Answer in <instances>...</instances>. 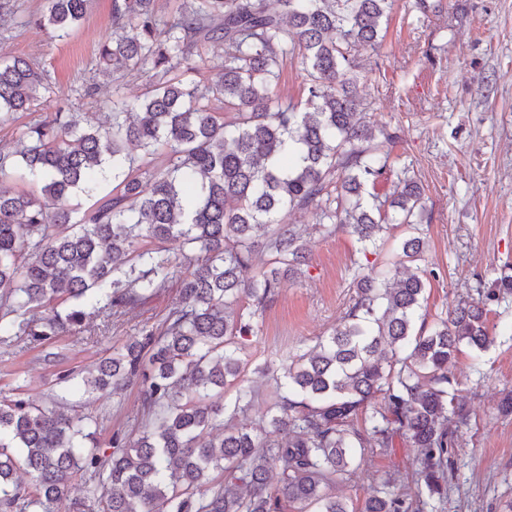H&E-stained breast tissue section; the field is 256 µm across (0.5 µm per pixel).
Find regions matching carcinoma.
I'll use <instances>...</instances> for the list:
<instances>
[{
	"label": "carcinoma",
	"mask_w": 512,
	"mask_h": 512,
	"mask_svg": "<svg viewBox=\"0 0 512 512\" xmlns=\"http://www.w3.org/2000/svg\"><path fill=\"white\" fill-rule=\"evenodd\" d=\"M159 17L153 0H113L112 36L99 48L112 72L154 71L143 96L112 93V123L80 127L62 112L0 150V180L28 178L41 196L0 188V344L27 347L84 331L85 307L131 311L169 288L178 298L157 328H143L81 377L85 392L140 388L143 430L97 442V420L64 411V397L38 405L24 385L0 390V512H54L78 475L89 478L74 512H423L442 495L468 415L448 364L467 346L492 343L487 302L512 293L503 271L478 299H461L428 331L415 329L430 272L425 205L408 167L390 196L365 201V187L390 168L395 136L359 111L351 50L381 46L392 0H186ZM92 0H47L36 19L65 37ZM224 43L217 79L189 77L193 57ZM305 66L304 100L276 91L284 62ZM42 75L25 59L0 60V114L31 109ZM164 149L169 167L144 169ZM112 192L74 220L71 198ZM54 207L47 215L48 206ZM314 208L327 231L349 229L365 253L393 224L412 233L395 261L354 279V295L333 333L281 367L264 423L244 417L255 397L244 383V337L280 278L297 275L309 252L293 228L270 229L285 211ZM264 231L270 267L245 278ZM177 240L184 276L160 244ZM234 389L221 405L211 392ZM382 395L378 406L370 404ZM420 462L412 493L378 485L359 509L329 490L347 482L356 450L392 448L396 438ZM279 484L270 488L271 473Z\"/></svg>",
	"instance_id": "obj_1"
}]
</instances>
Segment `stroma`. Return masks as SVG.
I'll use <instances>...</instances> for the list:
<instances>
[{
  "label": "stroma",
  "instance_id": "obj_1",
  "mask_svg": "<svg viewBox=\"0 0 512 512\" xmlns=\"http://www.w3.org/2000/svg\"><path fill=\"white\" fill-rule=\"evenodd\" d=\"M45 0H8L13 13L0 28V53L31 61L50 79L28 112L0 119V148L10 149L23 126L74 112L83 124L107 126L112 88L130 97L147 92L151 71L106 74L98 62L100 44L112 34V0H93L85 18L64 38L35 26ZM361 109L375 126L395 133L391 160L409 166L426 201L423 264L432 276L422 312L437 322L459 299L477 297L504 267L512 268V0H441L439 11L422 12L416 0H395L378 49L355 47ZM302 234L310 263L299 278L282 279L276 295L252 320L257 336L245 350L244 375L259 394L249 421L263 418L270 390L261 370L278 366L329 335L341 322L353 293L355 269L371 274L394 255L405 227L388 230L380 252L357 249L347 230L329 233L314 210L282 217ZM178 295L169 289L146 305L105 321L90 310L88 332L55 337L63 352L54 366L42 348L6 350L0 345V388L25 382L27 393L46 403L59 394V373L94 368L112 348L143 327L158 326ZM492 344L476 353L462 348L450 366L470 417L452 456L448 493L431 512H512V417L496 405L512 392V296L489 305ZM70 403L99 423L98 438L112 432L139 433L138 388L117 394L70 395ZM417 464L404 442L358 454L356 470L335 493L361 506L377 482L397 474L400 490L413 487Z\"/></svg>",
  "mask_w": 512,
  "mask_h": 512
}]
</instances>
